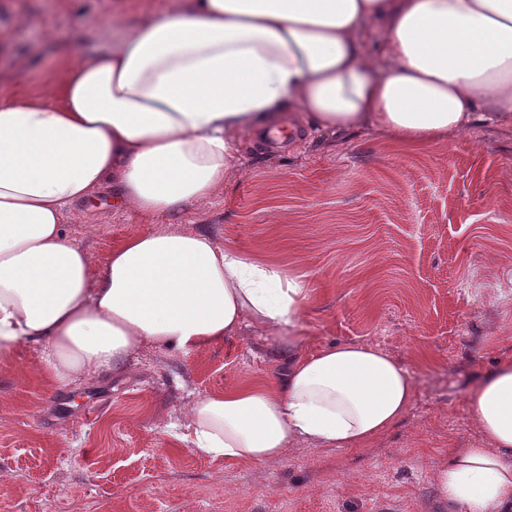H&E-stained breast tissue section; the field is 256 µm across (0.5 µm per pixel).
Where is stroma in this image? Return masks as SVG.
Here are the masks:
<instances>
[{
  "label": "stroma",
  "instance_id": "obj_1",
  "mask_svg": "<svg viewBox=\"0 0 512 512\" xmlns=\"http://www.w3.org/2000/svg\"><path fill=\"white\" fill-rule=\"evenodd\" d=\"M167 0H0V96L56 89L70 56L118 46ZM241 142L240 171L207 201L156 219L103 188L66 221L105 263L126 237L206 228L302 283L310 350L365 342L413 373L409 412L359 449L294 448L230 463L175 446L196 394L271 384L269 337L251 329L181 356L148 345L125 369L51 383L38 348L0 366V512H458L430 471L481 438L466 398L512 358V128L477 122L412 149L370 131Z\"/></svg>",
  "mask_w": 512,
  "mask_h": 512
}]
</instances>
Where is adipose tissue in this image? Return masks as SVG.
I'll return each mask as SVG.
<instances>
[{
  "label": "adipose tissue",
  "instance_id": "1",
  "mask_svg": "<svg viewBox=\"0 0 512 512\" xmlns=\"http://www.w3.org/2000/svg\"><path fill=\"white\" fill-rule=\"evenodd\" d=\"M286 111L413 148L477 119L512 125V0H168L112 51L69 63L58 96L0 98V363L32 344L67 385L147 342L187 356L253 326L282 366L272 386L191 402L180 439L196 455L361 448L400 421L412 373L372 344L308 352L303 286L275 265L163 226L99 266L65 230L105 186L156 218L209 199L241 140L278 133ZM467 402L484 445L452 449L433 481L460 512H512V358Z\"/></svg>",
  "mask_w": 512,
  "mask_h": 512
}]
</instances>
